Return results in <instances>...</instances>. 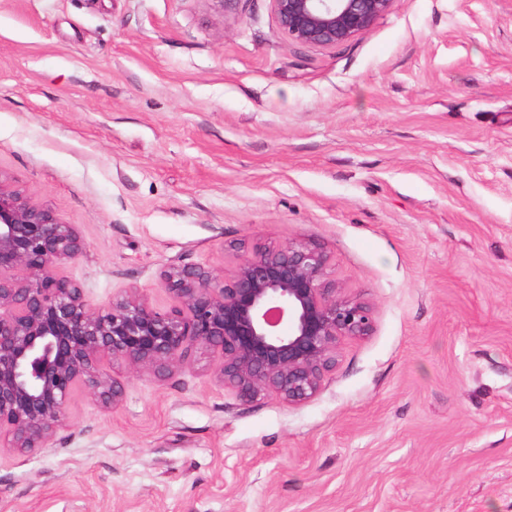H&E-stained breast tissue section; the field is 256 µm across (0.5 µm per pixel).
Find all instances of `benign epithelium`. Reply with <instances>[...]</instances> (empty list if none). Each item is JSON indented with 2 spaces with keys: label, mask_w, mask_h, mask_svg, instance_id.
Returning a JSON list of instances; mask_svg holds the SVG:
<instances>
[{
  "label": "benign epithelium",
  "mask_w": 512,
  "mask_h": 512,
  "mask_svg": "<svg viewBox=\"0 0 512 512\" xmlns=\"http://www.w3.org/2000/svg\"><path fill=\"white\" fill-rule=\"evenodd\" d=\"M289 44L330 48L368 31L394 0H269ZM84 242L71 224L30 204L0 178V447L52 444L73 393L101 407L123 396L119 370L164 381L205 349L216 378L246 400L313 398L341 342L366 336L370 307L339 294L317 245H260L229 274L161 272L175 304L156 310L139 288L104 305L59 274Z\"/></svg>",
  "instance_id": "1"
}]
</instances>
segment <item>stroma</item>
Listing matches in <instances>:
<instances>
[{
	"instance_id": "stroma-1",
	"label": "stroma",
	"mask_w": 512,
	"mask_h": 512,
	"mask_svg": "<svg viewBox=\"0 0 512 512\" xmlns=\"http://www.w3.org/2000/svg\"><path fill=\"white\" fill-rule=\"evenodd\" d=\"M0 177L78 229L93 303L312 242L373 317L298 406L202 350L75 394L0 451V512H512V0H394L332 48L269 0H0Z\"/></svg>"
}]
</instances>
